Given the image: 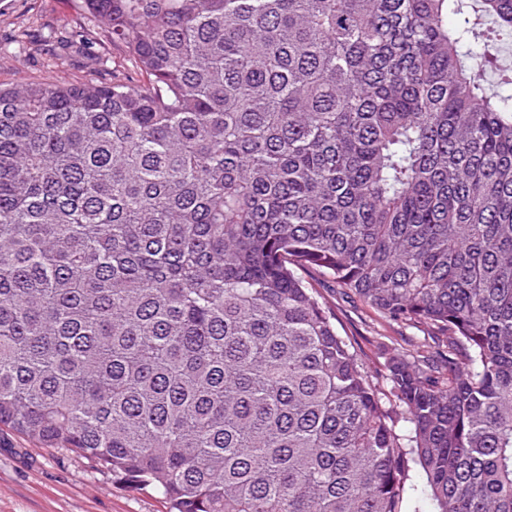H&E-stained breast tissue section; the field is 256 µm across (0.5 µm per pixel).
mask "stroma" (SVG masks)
Here are the masks:
<instances>
[{
    "mask_svg": "<svg viewBox=\"0 0 512 512\" xmlns=\"http://www.w3.org/2000/svg\"><path fill=\"white\" fill-rule=\"evenodd\" d=\"M133 73L123 46L89 20L84 0H0V85L50 80L111 83L113 71ZM300 275L335 315L337 332L358 363L380 380L393 349L411 348L422 330L400 327L314 269ZM0 512H167L161 495L113 478L87 459L40 447L0 430Z\"/></svg>",
    "mask_w": 512,
    "mask_h": 512,
    "instance_id": "stroma-1",
    "label": "stroma"
}]
</instances>
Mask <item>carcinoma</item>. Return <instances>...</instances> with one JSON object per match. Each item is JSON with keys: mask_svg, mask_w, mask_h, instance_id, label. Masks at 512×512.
<instances>
[{"mask_svg": "<svg viewBox=\"0 0 512 512\" xmlns=\"http://www.w3.org/2000/svg\"><path fill=\"white\" fill-rule=\"evenodd\" d=\"M85 6L136 77L0 87V427L168 512H512V0ZM300 267L444 343L373 382Z\"/></svg>", "mask_w": 512, "mask_h": 512, "instance_id": "carcinoma-1", "label": "carcinoma"}]
</instances>
